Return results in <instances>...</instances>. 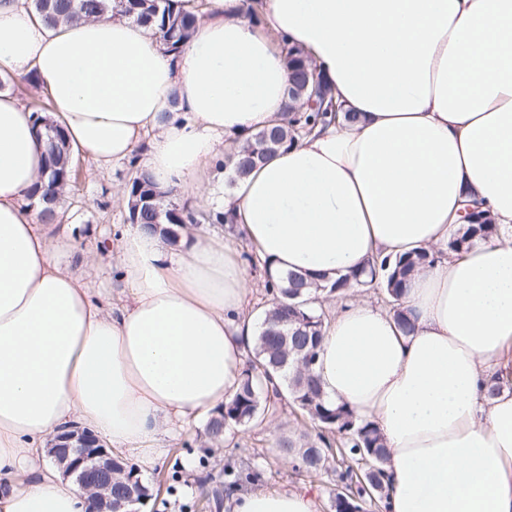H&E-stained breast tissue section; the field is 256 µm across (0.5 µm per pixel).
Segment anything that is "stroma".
<instances>
[{
	"instance_id": "1",
	"label": "stroma",
	"mask_w": 512,
	"mask_h": 512,
	"mask_svg": "<svg viewBox=\"0 0 512 512\" xmlns=\"http://www.w3.org/2000/svg\"><path fill=\"white\" fill-rule=\"evenodd\" d=\"M72 163L77 179L65 194L60 220L73 228L74 250L93 251L100 243L118 237L127 222V208L114 200L112 192L129 181L133 169L127 164L99 169L78 152L73 153ZM210 212L209 205H198V228L224 236L243 258L250 279L247 308L259 313L271 301L265 287V264L241 233L211 223ZM273 425L282 432L311 427L305 416L280 398L267 401L262 421L227 434L218 445L207 440L205 421H197L188 433L170 441L163 463L144 476L143 482L150 490L144 502L145 512H223L221 507H208L207 498L209 492L223 486L228 467L249 473L248 484L252 487L267 491L286 487L307 490L318 499L320 512H335L339 484L336 471L310 475L293 469L270 447L268 430Z\"/></svg>"
}]
</instances>
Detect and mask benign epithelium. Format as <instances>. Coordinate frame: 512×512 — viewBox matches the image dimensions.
<instances>
[{
  "label": "benign epithelium",
  "instance_id": "1",
  "mask_svg": "<svg viewBox=\"0 0 512 512\" xmlns=\"http://www.w3.org/2000/svg\"><path fill=\"white\" fill-rule=\"evenodd\" d=\"M318 95H325V91L319 74L313 69L308 72L303 88L288 86V111L294 115L304 111L316 103ZM52 455L64 466L66 474L75 476L83 489L92 492L94 512H136L125 508L127 503L132 506L139 503L133 494L125 504L112 501L113 470L121 466V460L107 452L90 432L73 429L61 433Z\"/></svg>",
  "mask_w": 512,
  "mask_h": 512
}]
</instances>
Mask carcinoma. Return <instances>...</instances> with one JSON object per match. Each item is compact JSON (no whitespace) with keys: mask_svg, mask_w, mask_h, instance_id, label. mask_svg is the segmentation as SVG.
Here are the masks:
<instances>
[{"mask_svg":"<svg viewBox=\"0 0 512 512\" xmlns=\"http://www.w3.org/2000/svg\"><path fill=\"white\" fill-rule=\"evenodd\" d=\"M114 0H31V8L52 23L78 22L84 18L106 15L115 7ZM171 0H127L122 14L136 22L149 25L171 49L178 48L191 35L194 17L176 13ZM292 81L301 85L303 67L310 65L300 50L290 48ZM45 106L34 109L36 125L54 129L55 145L46 147V172L34 186L30 198L41 207V220L57 222L55 204L59 196L75 180L71 151L59 125L48 115ZM336 119V114L323 107V101L295 117L292 122L255 134L246 146L225 154L224 167L235 180L244 176L258 162L294 141V127L307 131ZM127 220L131 224H182L193 217L187 208L173 201L174 191L162 195L155 191L150 175L142 170L127 184ZM490 224H468L449 247L460 249L475 235L488 236ZM428 261L425 253L404 256L395 261L383 259L381 281L376 270L370 279L354 274L349 278L326 279L313 284L302 275L289 273L273 281L267 277L266 288L273 296L271 308L262 313V322L253 348L254 360L245 368L234 398L224 404L206 424V434L213 443H220L227 433L258 421L265 410L263 401L270 396L288 399L313 424L315 435L282 436L278 441L280 454L293 466L303 467L311 474L326 469L334 461L342 468L339 477L346 492L335 497L336 512H366L379 506L386 492V450L377 430L369 423L356 420L342 405L328 401L314 374L317 348L328 321L313 308L312 293L344 296L351 288L380 287L393 300H398L410 275ZM290 333L288 344L282 336Z\"/></svg>","mask_w":512,"mask_h":512,"instance_id":"cac0c4a2","label":"carcinoma"}]
</instances>
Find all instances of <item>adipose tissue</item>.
<instances>
[{
  "label": "adipose tissue",
  "instance_id": "adipose-tissue-1",
  "mask_svg": "<svg viewBox=\"0 0 512 512\" xmlns=\"http://www.w3.org/2000/svg\"><path fill=\"white\" fill-rule=\"evenodd\" d=\"M178 51L116 14L50 26L0 0V71L33 79L72 149L206 200L272 275L334 279L425 252L403 332L370 300L337 303L314 371L374 423L386 512H512V0H177ZM301 48L341 107L225 189L221 151L283 123ZM33 114L0 93V512H93L50 447L87 429L139 470L238 388L255 334L248 274L198 233L126 225L108 257L122 296L62 267L67 224L30 191ZM495 230L455 251L467 207ZM498 387L488 396L489 387ZM226 512H318L307 492L249 488Z\"/></svg>",
  "mask_w": 512,
  "mask_h": 512
}]
</instances>
